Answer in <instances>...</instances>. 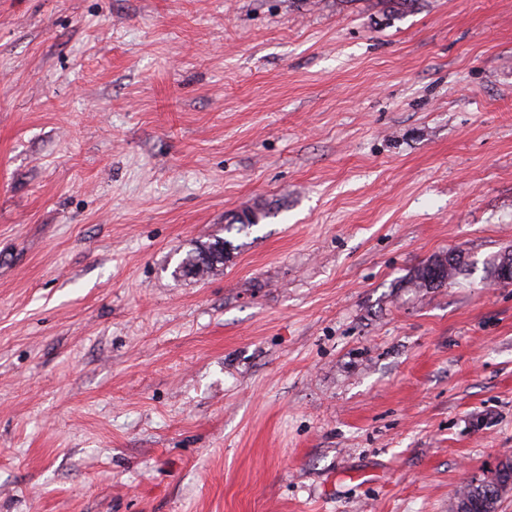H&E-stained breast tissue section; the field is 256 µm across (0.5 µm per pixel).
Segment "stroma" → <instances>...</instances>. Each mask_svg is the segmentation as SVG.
I'll use <instances>...</instances> for the list:
<instances>
[{"instance_id": "1", "label": "stroma", "mask_w": 512, "mask_h": 512, "mask_svg": "<svg viewBox=\"0 0 512 512\" xmlns=\"http://www.w3.org/2000/svg\"><path fill=\"white\" fill-rule=\"evenodd\" d=\"M508 250L512 0H0V512H449ZM228 255L227 241L215 239L214 242L202 245L196 251L190 253L175 270V274L196 276L211 271L219 265H224V259H227ZM448 255L453 256V262L448 265ZM466 266L464 257L450 252L441 257H434L415 270L412 283L416 288H437L463 271Z\"/></svg>"}]
</instances>
